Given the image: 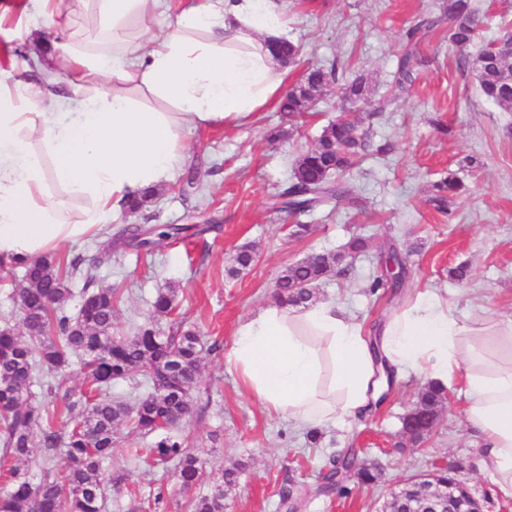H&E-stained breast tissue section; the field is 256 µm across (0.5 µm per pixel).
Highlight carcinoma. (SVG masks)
Instances as JSON below:
<instances>
[{
    "instance_id": "1",
    "label": "carcinoma",
    "mask_w": 512,
    "mask_h": 512,
    "mask_svg": "<svg viewBox=\"0 0 512 512\" xmlns=\"http://www.w3.org/2000/svg\"><path fill=\"white\" fill-rule=\"evenodd\" d=\"M448 40L463 50L478 36L479 20L471 0H448ZM512 35L485 46L474 58H463L472 66L482 95L501 109L512 112V58L502 44ZM413 52H405L398 64L397 82L412 81ZM338 80L335 68L314 67L307 70L293 86L281 105L288 120L303 114ZM369 81L360 75L346 83L345 102L354 104L366 99ZM370 143L355 131V121L347 117L326 126L316 144L295 161L293 178L279 194L278 209L291 214L312 211L334 201L359 200L355 187L341 179L357 156ZM437 208L447 209L448 200L466 191L465 185L450 172L437 184ZM198 229L196 224L158 225L151 235L130 240L141 250L150 249L153 236L179 235ZM365 239L355 237L344 252L330 253L320 262L291 264L280 271L278 301L303 305L312 301L314 288L331 278L352 254L365 249ZM255 258L254 248L242 246L233 258L229 274L247 269ZM84 278V288L77 311L67 306L73 297L68 276ZM96 268L81 267L74 261L69 270L56 266L49 256L39 257L25 267V285L18 298L26 335L18 336L13 328L0 327V447L3 456L16 462L42 458L51 460L61 454L66 467L49 468L33 482L27 474L11 468V481L0 488V512H100L103 484L112 474L103 468L112 457L116 426L127 421L143 434L159 439L150 452L162 462H176V484L185 493L200 481L204 464L191 453L184 441L171 431L178 428L192 411V390L200 377L203 345L200 336L182 326L167 335H159L149 323L131 336L112 335V289H90ZM175 311L173 289L158 294L153 303L157 315ZM78 365L84 389L65 391L67 408L75 414L74 425L65 437L51 425V417L34 392L38 386L48 392L61 389L69 379L73 365ZM135 374L148 378L151 391L137 399L134 408L107 394L112 381ZM445 401L444 390L426 384L415 406L403 419V436L419 445L430 436L433 423ZM345 470L357 476L359 484L370 485L377 473L359 465L353 449L337 452L329 460L316 493L345 495L348 488L339 476ZM236 472L222 474V481L210 493L194 500V512H224V488L235 485Z\"/></svg>"
}]
</instances>
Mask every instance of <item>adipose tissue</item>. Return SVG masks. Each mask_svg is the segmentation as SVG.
<instances>
[{"instance_id":"adipose-tissue-1","label":"adipose tissue","mask_w":512,"mask_h":512,"mask_svg":"<svg viewBox=\"0 0 512 512\" xmlns=\"http://www.w3.org/2000/svg\"><path fill=\"white\" fill-rule=\"evenodd\" d=\"M95 32L70 31L71 0H25L51 50L34 81L0 68V259L23 262L98 234L103 215L167 182L185 128L237 126L281 101L285 0H202L159 35L160 0H80ZM228 356L247 394L302 428L355 416L385 386L339 302H276L242 321ZM381 348L396 375L461 382L486 469L512 491V316L473 318L438 294L392 312Z\"/></svg>"}]
</instances>
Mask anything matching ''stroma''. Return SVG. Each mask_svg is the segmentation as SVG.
<instances>
[{
	"label": "stroma",
	"instance_id": "1",
	"mask_svg": "<svg viewBox=\"0 0 512 512\" xmlns=\"http://www.w3.org/2000/svg\"><path fill=\"white\" fill-rule=\"evenodd\" d=\"M481 31L464 54L473 57L488 43L512 33V0H472ZM447 0H288V35L302 53L290 67L296 84L310 66H338L346 79L367 76L370 94L353 117L372 142L370 151L346 174L358 186L360 207L340 201L312 212L288 214L275 198L292 178L297 157L311 148L342 106L343 88L331 85L297 123L272 104L233 128H189L186 157L165 188L137 213L104 217L92 238L70 242L54 258L61 265H96L95 287L114 296L112 333L128 336L152 323L168 334L173 319L184 320L204 344L220 343L205 355L201 380L192 392V414L178 434L205 469L200 493L210 492L228 469L237 481L224 498V512H282L277 491L294 482L303 492L301 512H380L403 480L454 468L480 500L483 512H512V494L499 490L482 465L464 419L462 392L448 391L427 442L420 447L401 436L403 418L424 383L410 375L397 380L385 402L365 417H352L317 431L315 439L269 416L243 390L227 355L245 318L274 301L281 269L300 259L335 253L353 236L366 238L365 251L314 290L316 301L346 304L365 332L401 305L390 289L371 291L383 269L382 253L395 245L405 263V296L419 291L447 293L460 310L512 314V112L482 97L474 72L458 65L462 52L448 42ZM437 25L416 46L411 85L394 79L406 50V31L421 18ZM43 34L17 17L0 29V45L12 48L17 71L39 53ZM196 186L183 190L188 167ZM466 191L447 211L433 201L434 185L447 172ZM137 224H197L200 236L157 240L151 253L131 247L104 251ZM292 224L314 225L305 239L291 237ZM254 246L256 258L237 277L227 270L237 250ZM467 266L466 282L450 272ZM21 265H0V325L22 327L18 292ZM175 289L174 317L157 316L158 292ZM106 467L121 477L107 486L101 512H193L190 495L179 493L174 463L144 456L149 438L120 424ZM355 448L361 462L377 465L375 484L348 480L346 496H322L315 488L331 452ZM162 503H155L156 494Z\"/></svg>",
	"mask_w": 512,
	"mask_h": 512
}]
</instances>
